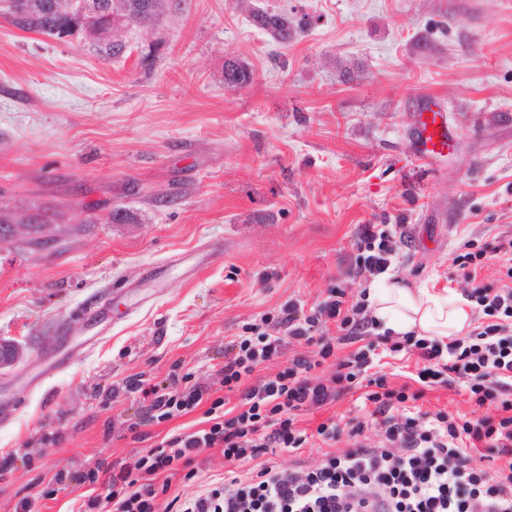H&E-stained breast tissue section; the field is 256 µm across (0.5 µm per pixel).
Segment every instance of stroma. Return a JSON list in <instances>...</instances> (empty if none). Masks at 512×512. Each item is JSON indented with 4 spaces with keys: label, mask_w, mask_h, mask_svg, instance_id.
Returning <instances> with one entry per match:
<instances>
[{
    "label": "stroma",
    "mask_w": 512,
    "mask_h": 512,
    "mask_svg": "<svg viewBox=\"0 0 512 512\" xmlns=\"http://www.w3.org/2000/svg\"><path fill=\"white\" fill-rule=\"evenodd\" d=\"M257 9L294 38L256 27ZM122 40L110 61L0 19V341L19 351L0 369V512H77L93 488L75 472L206 427L201 406L150 419L128 380L223 396L244 325L340 283L362 291L360 225H406L396 276L461 295L458 244L512 234V0H177ZM229 58L246 87L225 84ZM427 97L457 136L424 166L409 132ZM104 305L96 337L88 312ZM58 353L65 370L42 376ZM330 415L333 451L351 448L353 396L300 425ZM233 468L255 464L206 450L158 503ZM251 19L255 26L269 32L279 42H288L292 30L288 26V19L276 13L265 10H254Z\"/></svg>",
    "instance_id": "1"
}]
</instances>
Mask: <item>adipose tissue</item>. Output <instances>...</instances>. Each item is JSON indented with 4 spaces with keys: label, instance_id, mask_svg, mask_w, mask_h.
<instances>
[{
    "label": "adipose tissue",
    "instance_id": "obj_1",
    "mask_svg": "<svg viewBox=\"0 0 512 512\" xmlns=\"http://www.w3.org/2000/svg\"><path fill=\"white\" fill-rule=\"evenodd\" d=\"M367 300L383 329L396 333L412 331L417 337L444 342L467 334L473 326L469 300L425 281L410 286L389 276L369 290Z\"/></svg>",
    "mask_w": 512,
    "mask_h": 512
}]
</instances>
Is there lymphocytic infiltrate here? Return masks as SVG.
Masks as SVG:
<instances>
[{
  "label": "lymphocytic infiltrate",
  "mask_w": 512,
  "mask_h": 512,
  "mask_svg": "<svg viewBox=\"0 0 512 512\" xmlns=\"http://www.w3.org/2000/svg\"><path fill=\"white\" fill-rule=\"evenodd\" d=\"M403 225L364 224L358 232L354 277L373 281L387 273L405 238ZM498 263L500 283H486L481 271ZM452 263L464 270L471 285L467 294L480 321L468 335L440 342L385 333L381 344L364 343L376 327L366 298H349L346 288H330L326 299L311 310L288 301L276 315H264L224 352V388L238 393L211 402L219 414L209 427L175 432L136 460L118 461L107 478L79 473L78 483H97L101 494L88 497L78 512H96L108 504L113 512H158V479L176 475L194 456L220 448L229 461L261 459L255 477L231 478L227 485L199 492L176 512H512V236L498 237L494 246L462 243ZM308 345L293 355L274 376L261 378L258 368L280 355L286 341ZM351 346V353L337 352ZM395 354H417L423 366L413 385L391 387L386 376L369 378L361 396L363 420L350 429L356 442L340 453L325 452L319 462L301 470L282 469L268 459L269 450L296 452L309 441L297 427L303 411L336 403L357 388L359 377L374 365L377 347ZM332 363L329 377L316 373ZM463 380L471 402L496 412L466 418L439 410L421 411L425 390ZM146 413L171 420L201 404L200 387L167 390L143 387ZM379 420L385 436L381 447H368L361 436L367 420ZM498 456L495 472L475 465L473 449Z\"/></svg>",
  "instance_id": "1"
}]
</instances>
